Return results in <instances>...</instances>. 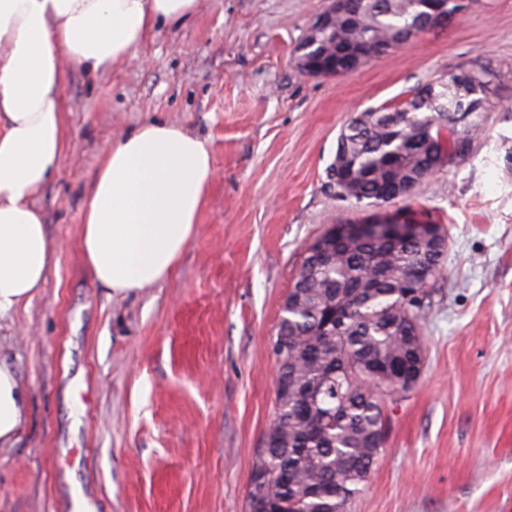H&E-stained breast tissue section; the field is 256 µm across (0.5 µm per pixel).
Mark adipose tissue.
I'll list each match as a JSON object with an SVG mask.
<instances>
[{
	"instance_id": "adipose-tissue-1",
	"label": "adipose tissue",
	"mask_w": 512,
	"mask_h": 512,
	"mask_svg": "<svg viewBox=\"0 0 512 512\" xmlns=\"http://www.w3.org/2000/svg\"><path fill=\"white\" fill-rule=\"evenodd\" d=\"M198 0H0V319L30 305L51 265L34 199L59 167L67 67L94 75L130 59L157 24ZM213 177L206 144L147 122L117 139L87 191L81 250L96 281L126 294L168 279ZM28 393L0 359V447L27 423Z\"/></svg>"
}]
</instances>
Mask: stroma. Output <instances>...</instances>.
I'll list each match as a JSON object with an SVG mask.
<instances>
[{"mask_svg":"<svg viewBox=\"0 0 512 512\" xmlns=\"http://www.w3.org/2000/svg\"><path fill=\"white\" fill-rule=\"evenodd\" d=\"M329 4L200 0L134 58L69 70L65 148L35 200L53 261L0 320V357L29 392L25 430L0 448V512H246L302 256L376 215L325 185L341 127L475 63L491 75L470 154L387 207L443 225L448 252L422 374L384 401V451L347 512H512V0H472L347 77L313 78L296 49ZM150 121L203 140L215 173L175 274L115 294L84 262V197L107 147Z\"/></svg>","mask_w":512,"mask_h":512,"instance_id":"obj_1","label":"stroma"}]
</instances>
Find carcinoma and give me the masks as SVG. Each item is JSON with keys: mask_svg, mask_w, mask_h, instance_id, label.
Returning a JSON list of instances; mask_svg holds the SVG:
<instances>
[{"mask_svg": "<svg viewBox=\"0 0 512 512\" xmlns=\"http://www.w3.org/2000/svg\"><path fill=\"white\" fill-rule=\"evenodd\" d=\"M426 0H363L353 22L336 19V45L389 44L426 12ZM484 88H436L434 100L410 112H376L347 122L328 167L333 194L375 206L392 184L420 185L452 138L477 137ZM331 257L317 269L303 257L281 306L273 343L278 363L277 416L264 435L249 476L247 512H346L380 459L382 403L410 390L424 362L422 321L428 290H405L440 273L448 239L433 251L418 238L393 243L367 235L327 240Z\"/></svg>", "mask_w": 512, "mask_h": 512, "instance_id": "1", "label": "carcinoma"}]
</instances>
